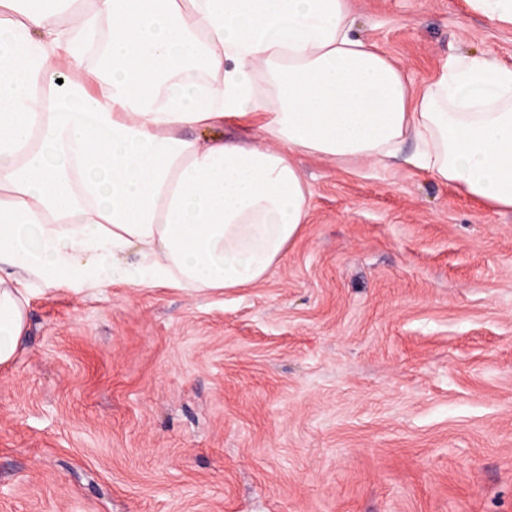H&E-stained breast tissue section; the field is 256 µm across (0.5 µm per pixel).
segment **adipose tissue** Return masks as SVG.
Here are the masks:
<instances>
[{
  "instance_id": "obj_1",
  "label": "adipose tissue",
  "mask_w": 512,
  "mask_h": 512,
  "mask_svg": "<svg viewBox=\"0 0 512 512\" xmlns=\"http://www.w3.org/2000/svg\"><path fill=\"white\" fill-rule=\"evenodd\" d=\"M53 2L0 0L1 366L31 279L265 280L310 213L294 152L348 168L410 142L408 163L512 209L511 65L454 57L413 92L351 0ZM91 29L107 58L90 76ZM228 119L243 137H199Z\"/></svg>"
}]
</instances>
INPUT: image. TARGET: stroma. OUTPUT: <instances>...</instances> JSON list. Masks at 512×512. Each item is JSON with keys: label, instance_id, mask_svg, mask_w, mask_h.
<instances>
[{"label": "stroma", "instance_id": "1", "mask_svg": "<svg viewBox=\"0 0 512 512\" xmlns=\"http://www.w3.org/2000/svg\"><path fill=\"white\" fill-rule=\"evenodd\" d=\"M351 4L413 89L512 64V24L464 0ZM296 162L309 219L264 281H30L0 512H512V210Z\"/></svg>", "mask_w": 512, "mask_h": 512}]
</instances>
